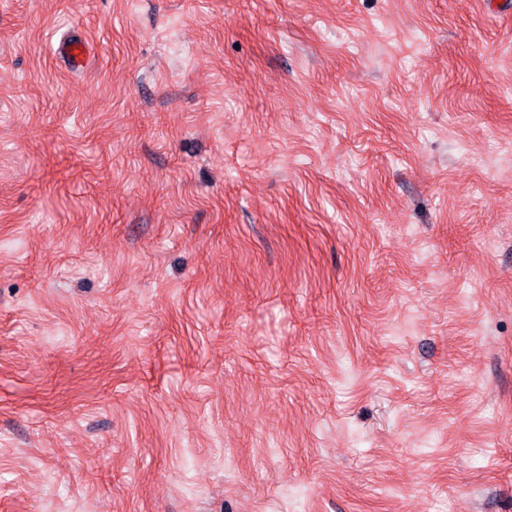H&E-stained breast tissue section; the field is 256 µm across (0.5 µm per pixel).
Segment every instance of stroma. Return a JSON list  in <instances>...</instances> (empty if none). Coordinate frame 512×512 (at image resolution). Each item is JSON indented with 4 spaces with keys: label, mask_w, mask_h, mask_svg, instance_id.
I'll return each instance as SVG.
<instances>
[{
    "label": "stroma",
    "mask_w": 512,
    "mask_h": 512,
    "mask_svg": "<svg viewBox=\"0 0 512 512\" xmlns=\"http://www.w3.org/2000/svg\"><path fill=\"white\" fill-rule=\"evenodd\" d=\"M0 512H512V0H0ZM55 54L71 70L81 71L87 65L91 47L85 39L61 38Z\"/></svg>",
    "instance_id": "1"
}]
</instances>
